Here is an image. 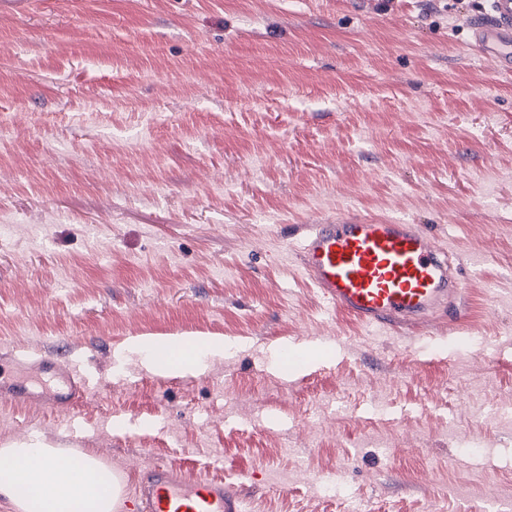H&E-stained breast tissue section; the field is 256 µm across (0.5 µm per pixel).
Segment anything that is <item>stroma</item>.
Listing matches in <instances>:
<instances>
[{
    "instance_id": "1",
    "label": "stroma",
    "mask_w": 512,
    "mask_h": 512,
    "mask_svg": "<svg viewBox=\"0 0 512 512\" xmlns=\"http://www.w3.org/2000/svg\"><path fill=\"white\" fill-rule=\"evenodd\" d=\"M487 8L0 0V363L90 386L0 405V446L186 467L244 512H512V73L463 24ZM349 218L449 243L458 342L320 297L302 227ZM141 335L246 347L165 378L123 357ZM40 367L50 375L55 385L53 389H40L31 384H19L12 376L5 378L0 372V400L26 406L65 405L74 406L85 398L83 384L68 366L52 359H42Z\"/></svg>"
}]
</instances>
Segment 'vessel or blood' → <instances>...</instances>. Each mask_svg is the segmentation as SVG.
<instances>
[{
  "label": "vessel or blood",
  "instance_id": "obj_1",
  "mask_svg": "<svg viewBox=\"0 0 512 512\" xmlns=\"http://www.w3.org/2000/svg\"><path fill=\"white\" fill-rule=\"evenodd\" d=\"M478 54L512 71V0H490L471 19ZM448 251L412 224H315L302 244V264L323 297L368 327L416 323L448 303ZM54 382L39 389L0 373V400L26 406H74L85 397L68 366L42 359ZM138 512H243L223 481L202 479L166 464L142 470Z\"/></svg>",
  "mask_w": 512,
  "mask_h": 512
}]
</instances>
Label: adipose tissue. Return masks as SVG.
Here are the masks:
<instances>
[{"label": "adipose tissue", "instance_id": "obj_1", "mask_svg": "<svg viewBox=\"0 0 512 512\" xmlns=\"http://www.w3.org/2000/svg\"><path fill=\"white\" fill-rule=\"evenodd\" d=\"M176 358L162 361L154 353L152 337L137 336L124 347L125 353L139 357L152 374L197 376L209 362L232 350V343L204 337L173 338ZM64 451L39 440L12 442L0 448V457L19 461V468L0 477V496L13 504L16 512H113L123 489L119 474L96 456L88 454L81 466L58 474L54 464Z\"/></svg>", "mask_w": 512, "mask_h": 512}]
</instances>
